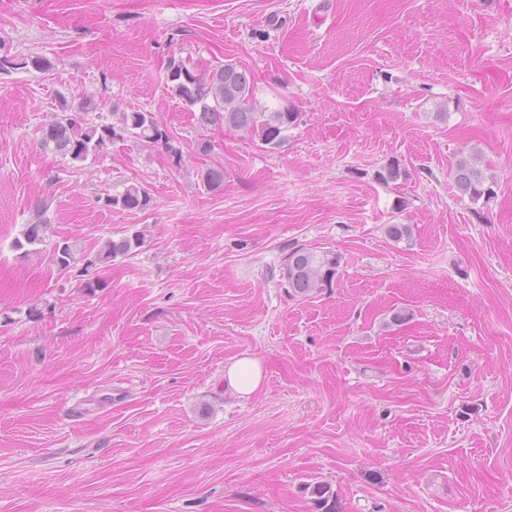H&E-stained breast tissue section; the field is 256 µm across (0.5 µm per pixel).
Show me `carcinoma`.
Returning <instances> with one entry per match:
<instances>
[{
  "label": "carcinoma",
  "instance_id": "1",
  "mask_svg": "<svg viewBox=\"0 0 512 512\" xmlns=\"http://www.w3.org/2000/svg\"><path fill=\"white\" fill-rule=\"evenodd\" d=\"M30 66L47 71L52 67L50 60L41 56L27 58L0 57V71L15 67ZM166 91L193 109L198 126H222L256 136L269 150L279 148L285 141L288 128L297 124L300 113L287 108L274 112H263L254 103V82L250 72L234 63H226L210 70H197L180 58H169L166 66ZM99 109V104L89 99L74 111L65 97H60L58 111L41 129L40 145L77 163H83L97 156L115 140L134 138L143 143L163 144L173 149L172 136L151 112H111L115 120L91 122L87 115ZM448 175L453 179L457 192L477 202L490 199L493 191L486 185V177L480 167V157L473 151L461 155L451 164ZM207 188L219 190L224 185V168L213 166L201 173ZM151 197L138 183L126 185L116 194H108L104 200L110 208L129 212L148 208ZM49 204L37 205L34 220L24 225L14 248L26 254L38 251L45 242L51 221L47 213ZM144 233L136 231L118 239L109 238L98 248L94 260L106 265L117 256L132 255L142 246ZM76 256L73 245L68 241L55 243L52 261L58 270H66L74 264ZM338 259L336 255L316 251L305 246L292 248L280 268V277L291 290L300 296L317 293L332 285L336 276Z\"/></svg>",
  "mask_w": 512,
  "mask_h": 512
}]
</instances>
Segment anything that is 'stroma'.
I'll return each instance as SVG.
<instances>
[{"instance_id":"1","label":"stroma","mask_w":512,"mask_h":512,"mask_svg":"<svg viewBox=\"0 0 512 512\" xmlns=\"http://www.w3.org/2000/svg\"><path fill=\"white\" fill-rule=\"evenodd\" d=\"M0 53L53 64L0 72V512H319L317 484L337 512H512V0H0ZM173 56L245 68L297 125L274 151L200 129ZM63 96L154 113L174 149L43 150ZM473 148L475 203L448 176ZM129 183L148 209L104 206ZM301 245L339 259L309 297L280 277ZM49 205L43 202L37 205L36 215L30 224H25L19 237L14 241L17 250H24L25 254L36 253V246L43 244L47 232L51 228V221L47 213ZM144 241L143 231H135L131 235H125L118 239L109 238L98 248L92 265L96 263L106 265L117 256L133 255L142 246ZM224 382L234 393L247 396L254 393L264 379L260 361L251 356L234 359L224 368Z\"/></svg>"}]
</instances>
